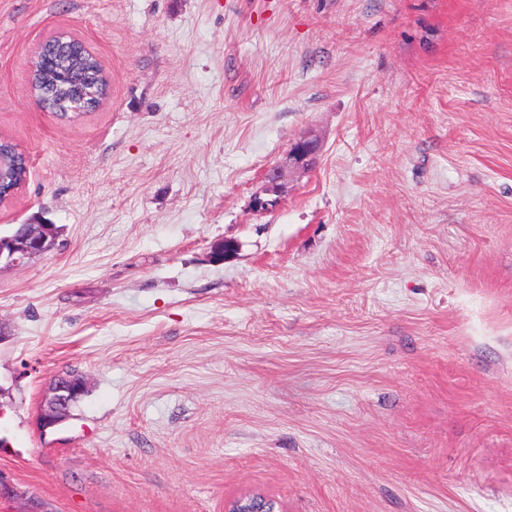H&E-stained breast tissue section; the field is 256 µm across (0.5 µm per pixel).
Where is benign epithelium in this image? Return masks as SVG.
Listing matches in <instances>:
<instances>
[{
    "mask_svg": "<svg viewBox=\"0 0 512 512\" xmlns=\"http://www.w3.org/2000/svg\"><path fill=\"white\" fill-rule=\"evenodd\" d=\"M322 141L312 133H304L291 144L283 161L273 165L263 177L261 191L254 195L252 208L267 212L275 208L288 193V173L306 172L317 163ZM58 231L52 224H24L16 232L0 236V268L18 267L25 260L57 247ZM237 251V244L228 239L211 246L212 257L223 261ZM87 380L66 373L54 377L45 392L39 409V425L47 430L64 422L72 406L85 393ZM225 512H283L279 504L262 495H244L229 504Z\"/></svg>",
    "mask_w": 512,
    "mask_h": 512,
    "instance_id": "7a95c632",
    "label": "benign epithelium"
}]
</instances>
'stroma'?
Returning <instances> with one entry per match:
<instances>
[{"label": "stroma", "instance_id": "obj_1", "mask_svg": "<svg viewBox=\"0 0 512 512\" xmlns=\"http://www.w3.org/2000/svg\"><path fill=\"white\" fill-rule=\"evenodd\" d=\"M59 35L109 84L74 121ZM0 136V234L61 228L0 270V512H512V0H0ZM31 80L36 84V87L41 90H52V94L55 96L63 97L66 101L75 100L76 103L80 101V97H72L67 93V85L57 81L53 75L45 73L32 72ZM321 148L322 141L312 133L297 137L290 144L284 161L265 172L263 187L251 201L253 210L267 212L275 208L288 193V173L312 169L317 163ZM16 145L9 141H0V156H3L4 164V178L9 185H18L23 182L27 175L29 158L25 153H20L16 149ZM27 162V169L24 165V159ZM87 380L84 377L66 373L54 377L45 392L39 409V425L46 431L64 422L72 406L85 393ZM226 512H283L279 504L268 497L262 495H244L229 504L225 508Z\"/></svg>", "mask_w": 512, "mask_h": 512}]
</instances>
